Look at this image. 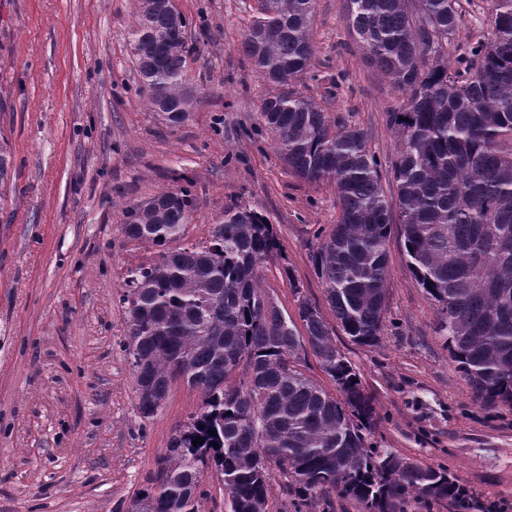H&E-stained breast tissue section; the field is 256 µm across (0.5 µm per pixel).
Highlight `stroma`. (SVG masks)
<instances>
[{"label": "stroma", "mask_w": 512, "mask_h": 512, "mask_svg": "<svg viewBox=\"0 0 512 512\" xmlns=\"http://www.w3.org/2000/svg\"><path fill=\"white\" fill-rule=\"evenodd\" d=\"M197 48L199 100L181 124L150 112L129 45L139 0H0V147L13 168L0 188V512H128L174 427L202 402L182 380L141 418L122 349L128 269L149 263L122 209L193 181L183 238L205 245L225 207L273 224L284 258L257 269L282 312L300 299L334 326L376 406L374 448L444 466L473 500L512 505V406L484 409L436 332L437 307L392 233L384 336L361 346L327 304L311 255L337 224L334 188L291 174L260 120L271 88L240 42L255 0H174ZM449 57L489 37L498 0H460ZM346 0H316L315 55L296 81L342 123L362 129L382 167L396 142L386 112L403 100L346 23Z\"/></svg>", "instance_id": "1"}]
</instances>
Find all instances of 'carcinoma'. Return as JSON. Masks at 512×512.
I'll return each mask as SVG.
<instances>
[{
	"label": "carcinoma",
	"instance_id": "obj_1",
	"mask_svg": "<svg viewBox=\"0 0 512 512\" xmlns=\"http://www.w3.org/2000/svg\"><path fill=\"white\" fill-rule=\"evenodd\" d=\"M315 3L257 0L240 48L272 86L261 118L288 170L335 189L339 221L313 264L338 326L357 344L380 343L396 224L417 283L437 303V332L456 370L486 407L512 406V0H498L491 37L452 63L460 0H347L349 31L405 95L386 112L396 138L391 197L367 134L290 89L310 73ZM188 26L173 0H140L130 31L147 107L172 126L198 99ZM194 209L190 181L122 209L126 236L156 249L151 264L129 272L121 296L138 412L153 417L177 378L202 394L131 512H201L208 473L231 512H268L275 471L294 512L333 494L364 512L433 500L469 512L447 468L366 445L374 401L320 309L299 299L297 324L257 282V267L282 251L266 216L227 207L210 245L177 247ZM308 353L340 397L299 369Z\"/></svg>",
	"mask_w": 512,
	"mask_h": 512
}]
</instances>
